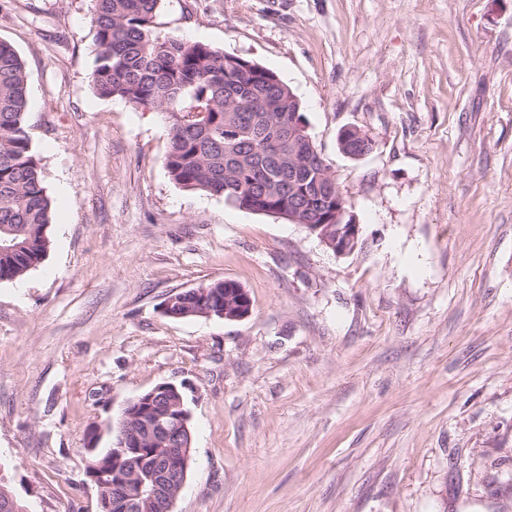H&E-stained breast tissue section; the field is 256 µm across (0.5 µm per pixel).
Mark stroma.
<instances>
[{"mask_svg": "<svg viewBox=\"0 0 512 512\" xmlns=\"http://www.w3.org/2000/svg\"><path fill=\"white\" fill-rule=\"evenodd\" d=\"M90 11L0 0L54 210L45 260L0 281L24 512H97L90 429L163 382L194 434L174 512H512V0H161L158 32L290 86L362 227L345 255L175 184L161 114L91 89ZM224 280L247 318L164 314Z\"/></svg>", "mask_w": 512, "mask_h": 512, "instance_id": "stroma-1", "label": "stroma"}]
</instances>
